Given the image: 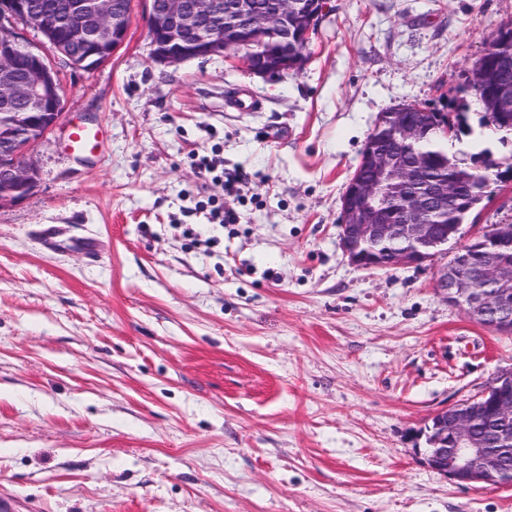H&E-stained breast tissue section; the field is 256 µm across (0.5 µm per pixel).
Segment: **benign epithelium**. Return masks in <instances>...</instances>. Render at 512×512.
Listing matches in <instances>:
<instances>
[{
    "mask_svg": "<svg viewBox=\"0 0 512 512\" xmlns=\"http://www.w3.org/2000/svg\"><path fill=\"white\" fill-rule=\"evenodd\" d=\"M148 15L152 59L178 64L218 56L226 50L242 52L241 66L249 73L272 79L299 71L315 20L328 7L317 9L302 0H268L259 9L253 0H144ZM132 0H58L52 12L39 11L32 0H0V107L17 102L25 110L11 113L9 133L0 137V207L26 199L38 186L40 171L34 150L60 121L65 100L60 67L92 71L112 58L126 41ZM37 30L54 56L22 41L21 29ZM300 49L276 63L266 59L265 47L274 39L288 43L291 33ZM502 111L512 109V85L496 91ZM410 103L379 114L375 129H386L394 149L367 139L359 166L371 175L352 177L342 196L339 221L342 248L351 263L363 268L388 269L421 265L447 246L458 224H433L428 215L448 208L471 189L472 178L459 173L448 179L424 175L422 155L405 164L400 154L423 138ZM407 193L405 207L392 218L387 201L391 192ZM478 239L487 247L480 265L472 263L471 243L460 246L438 279L448 305L466 310L474 320L493 312V327L512 333V266L496 258V250L512 247V226L495 224ZM494 433L496 448L477 436V410ZM428 426L426 462L459 485L481 484L494 489L506 485L501 448L512 444V369L500 372L482 395L470 402L435 413Z\"/></svg>",
    "mask_w": 512,
    "mask_h": 512,
    "instance_id": "benign-epithelium-1",
    "label": "benign epithelium"
}]
</instances>
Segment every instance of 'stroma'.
<instances>
[{
	"label": "stroma",
	"mask_w": 512,
	"mask_h": 512,
	"mask_svg": "<svg viewBox=\"0 0 512 512\" xmlns=\"http://www.w3.org/2000/svg\"><path fill=\"white\" fill-rule=\"evenodd\" d=\"M330 5L304 68L274 80L234 50L154 62L144 0L109 62L64 69L40 184L0 207L12 512H512V486L424 457L431 415L512 368V337L448 305L452 251L364 270L338 227L378 115L406 102L461 114L492 153L464 240L512 224V134L468 87L512 0ZM77 124L102 145L68 151ZM213 198L239 223H210Z\"/></svg>",
	"instance_id": "35a3bbf8"
}]
</instances>
